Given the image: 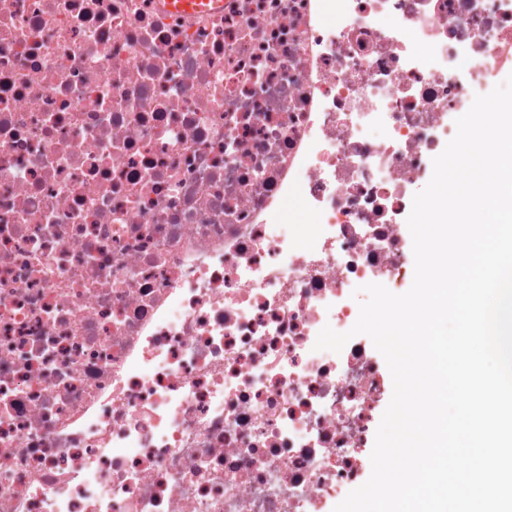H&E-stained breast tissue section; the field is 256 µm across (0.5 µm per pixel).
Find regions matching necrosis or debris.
Here are the masks:
<instances>
[{"label": "necrosis or debris", "instance_id": "1", "mask_svg": "<svg viewBox=\"0 0 512 512\" xmlns=\"http://www.w3.org/2000/svg\"><path fill=\"white\" fill-rule=\"evenodd\" d=\"M158 2L0 0V512H333L389 381L317 336L401 277L512 0ZM170 9L183 11H220L224 10V0H162Z\"/></svg>", "mask_w": 512, "mask_h": 512}]
</instances>
